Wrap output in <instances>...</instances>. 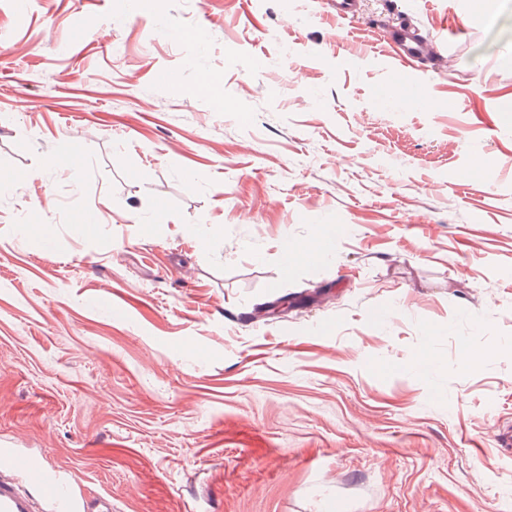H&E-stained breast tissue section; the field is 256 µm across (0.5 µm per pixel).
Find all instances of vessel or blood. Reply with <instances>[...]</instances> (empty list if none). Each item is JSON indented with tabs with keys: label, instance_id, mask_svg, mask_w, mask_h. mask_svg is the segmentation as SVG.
<instances>
[{
	"label": "vessel or blood",
	"instance_id": "1",
	"mask_svg": "<svg viewBox=\"0 0 512 512\" xmlns=\"http://www.w3.org/2000/svg\"><path fill=\"white\" fill-rule=\"evenodd\" d=\"M397 56L405 64L436 56L437 48L413 27L395 32ZM0 512H112V502L97 499L86 507L74 493L71 476L39 458L0 447Z\"/></svg>",
	"mask_w": 512,
	"mask_h": 512
}]
</instances>
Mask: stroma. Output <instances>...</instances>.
Instances as JSON below:
<instances>
[{"instance_id":"stroma-1","label":"stroma","mask_w":512,"mask_h":512,"mask_svg":"<svg viewBox=\"0 0 512 512\" xmlns=\"http://www.w3.org/2000/svg\"><path fill=\"white\" fill-rule=\"evenodd\" d=\"M332 2L0 0V444L112 512H512V0ZM394 42L399 60L409 66L421 59L435 57L438 53L432 40L423 38L410 25L401 26L395 31Z\"/></svg>"}]
</instances>
